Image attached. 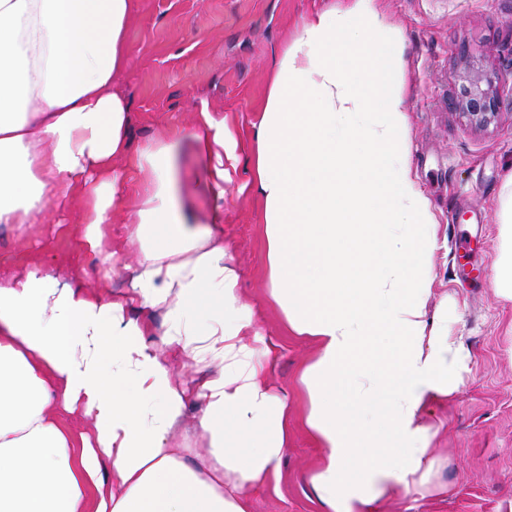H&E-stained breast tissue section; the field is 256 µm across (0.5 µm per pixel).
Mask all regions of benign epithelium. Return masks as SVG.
<instances>
[{"mask_svg":"<svg viewBox=\"0 0 512 512\" xmlns=\"http://www.w3.org/2000/svg\"><path fill=\"white\" fill-rule=\"evenodd\" d=\"M460 87L454 105L470 124L485 127L498 114V94L494 73L469 61L459 74Z\"/></svg>","mask_w":512,"mask_h":512,"instance_id":"1","label":"benign epithelium"}]
</instances>
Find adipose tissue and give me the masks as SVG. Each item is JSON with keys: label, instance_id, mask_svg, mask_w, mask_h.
<instances>
[{"label": "adipose tissue", "instance_id": "1", "mask_svg": "<svg viewBox=\"0 0 512 512\" xmlns=\"http://www.w3.org/2000/svg\"><path fill=\"white\" fill-rule=\"evenodd\" d=\"M133 0H0V224L81 209L85 249L110 273L112 164L127 147ZM344 47H337V35ZM395 35L376 0L310 17L274 66L253 125L269 295L316 340L300 381L324 450L309 485L324 512H375L434 483L424 409L466 366L461 337L431 314L436 224L409 160ZM232 134L202 112L146 143L149 177L127 226V292L101 299L42 264L0 278V512H250L280 478L288 396L268 380L277 346L242 302L222 233L195 224L177 177L181 143L224 196ZM498 294L512 300V192L500 213ZM164 314L160 343L135 309ZM205 371L195 424L205 451L182 459L187 390L172 359ZM92 429L74 433L76 413Z\"/></svg>", "mask_w": 512, "mask_h": 512}]
</instances>
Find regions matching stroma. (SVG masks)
I'll return each mask as SVG.
<instances>
[{"instance_id": "1", "label": "stroma", "mask_w": 512, "mask_h": 512, "mask_svg": "<svg viewBox=\"0 0 512 512\" xmlns=\"http://www.w3.org/2000/svg\"><path fill=\"white\" fill-rule=\"evenodd\" d=\"M348 0H134L127 29L129 68L119 88L130 101L129 155L114 169L121 201L112 211L120 242L144 173L141 146L163 141L208 111L224 119L236 144L224 153L223 199L193 191L202 174L182 147L185 194L199 222L224 227V244L240 270L239 294L261 334L276 339L280 359L271 381L288 392L290 441L278 483L252 488L251 512H320L308 497V475L322 450L304 426L307 397L299 375L315 342L290 333L268 294L262 199L251 178L250 125L262 112L275 61L307 18ZM399 33L409 153L415 180L436 220L431 307L447 305L450 329L463 336L471 362L450 397L430 405L444 496L400 493L379 512H512V300L493 285L500 256L501 202L512 191V0H377ZM498 78L499 113L471 125L452 106L465 62ZM57 224H0V276L41 261L74 286L111 298L125 278L108 277L85 253L77 208ZM456 224L478 225L466 249L452 251Z\"/></svg>"}]
</instances>
